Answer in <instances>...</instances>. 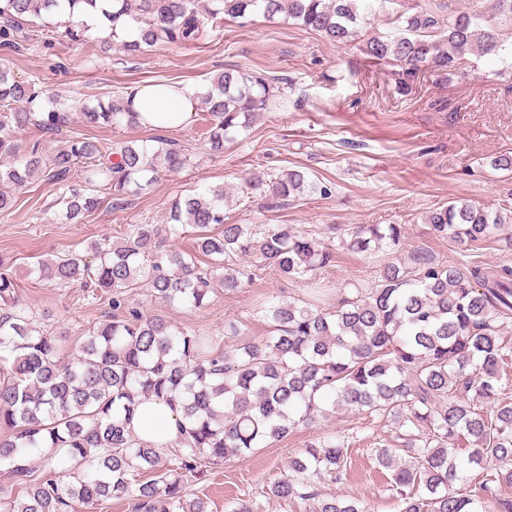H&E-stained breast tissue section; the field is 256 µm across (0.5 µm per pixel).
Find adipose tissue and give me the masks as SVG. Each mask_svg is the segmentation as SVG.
<instances>
[{
	"mask_svg": "<svg viewBox=\"0 0 512 512\" xmlns=\"http://www.w3.org/2000/svg\"><path fill=\"white\" fill-rule=\"evenodd\" d=\"M130 96L141 125L179 129L191 124L199 88L189 83H147L134 88ZM132 427L143 441L169 443L178 437L177 416L164 402L150 399L137 409Z\"/></svg>",
	"mask_w": 512,
	"mask_h": 512,
	"instance_id": "adipose-tissue-1",
	"label": "adipose tissue"
}]
</instances>
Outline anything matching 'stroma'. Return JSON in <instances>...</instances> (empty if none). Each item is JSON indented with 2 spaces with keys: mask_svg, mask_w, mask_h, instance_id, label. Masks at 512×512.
<instances>
[{
  "mask_svg": "<svg viewBox=\"0 0 512 512\" xmlns=\"http://www.w3.org/2000/svg\"><path fill=\"white\" fill-rule=\"evenodd\" d=\"M483 10V0H376L358 36L344 43L328 41L282 16L227 17L208 22L192 44L160 43L134 58L101 52L98 32L85 43H73L53 15L25 24L28 40L18 48L0 47V63L9 65L17 79L74 107L147 82L203 86L236 69L265 75L274 104L225 143L220 154L210 151L198 117L187 127L162 130L100 127L76 116L55 132L30 128L18 133L20 149L36 144L47 156L70 138L88 137L115 146L126 141L162 144L187 157L182 170L161 173L144 193L99 190L98 209L81 224L66 223L52 208L56 187L44 175L15 191L13 208L0 211V261L15 272L22 304L45 334L75 351L88 329L111 314L108 299L77 285L37 284L28 266L68 251L85 252L95 239H118L131 224L165 223L175 199L209 187L224 189V215L231 224H294L322 242L333 225L398 224L403 238L395 259L425 250L450 263L512 265V251L495 244L465 249L436 237L426 221L429 211L451 200L489 206L512 194V172L493 166L495 158L512 157V74L502 72L496 60L469 54L458 74L425 69L400 93L394 67L375 64L363 52L371 36L399 35L405 16L426 11L444 23L450 12ZM44 29L53 34L47 47L37 37ZM289 167L327 185L329 195L308 194L280 208H260L258 198L248 194L249 180ZM385 260L382 253L365 257L337 249L335 263L317 274L326 290L323 308L335 306L353 284L374 280ZM308 299V281L271 269L258 271L244 288L212 294L200 309L162 302L145 285L128 294L130 308L213 337L226 350L267 335L262 308L268 302ZM228 321L238 323L241 336L225 338ZM352 427L359 441L343 482L329 485V493L363 499L372 512H397L387 478L372 457L373 448L390 435V423L345 411L298 426L250 456L210 466L205 479L188 480L186 493L202 499L207 512H225L235 498L253 500L257 512H312V502L284 501L268 490L287 473L289 459L307 440Z\"/></svg>",
  "mask_w": 512,
  "mask_h": 512,
  "instance_id": "obj_1",
  "label": "stroma"
}]
</instances>
